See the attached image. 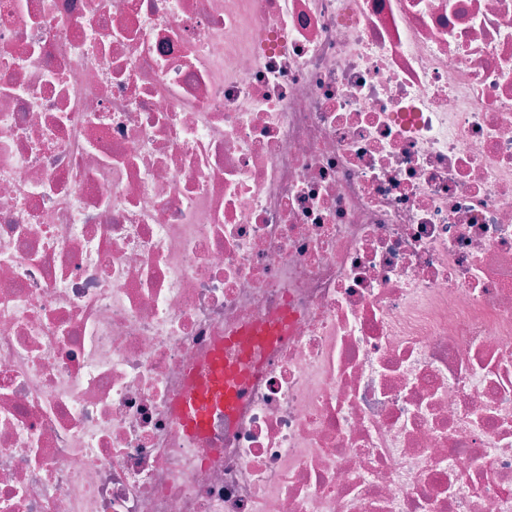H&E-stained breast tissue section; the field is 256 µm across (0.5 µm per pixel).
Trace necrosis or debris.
I'll list each match as a JSON object with an SVG mask.
<instances>
[{"mask_svg": "<svg viewBox=\"0 0 512 512\" xmlns=\"http://www.w3.org/2000/svg\"><path fill=\"white\" fill-rule=\"evenodd\" d=\"M0 512H512V0H0ZM287 333V321L282 319L272 326L246 328L219 342L208 368L204 372L190 374L186 391L174 404L185 431L191 436H203L214 411H231L246 396L243 365L253 347ZM228 351L233 352L234 357H229Z\"/></svg>", "mask_w": 512, "mask_h": 512, "instance_id": "1", "label": "necrosis or debris"}]
</instances>
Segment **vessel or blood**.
Returning <instances> with one entry per match:
<instances>
[{"label": "vessel or blood", "mask_w": 512, "mask_h": 512, "mask_svg": "<svg viewBox=\"0 0 512 512\" xmlns=\"http://www.w3.org/2000/svg\"><path fill=\"white\" fill-rule=\"evenodd\" d=\"M287 333V323L282 320L270 326L246 328L219 342L207 369L191 373L186 391L175 402L185 431L203 436L214 411L232 410L247 393L243 366L253 347Z\"/></svg>", "instance_id": "1"}]
</instances>
